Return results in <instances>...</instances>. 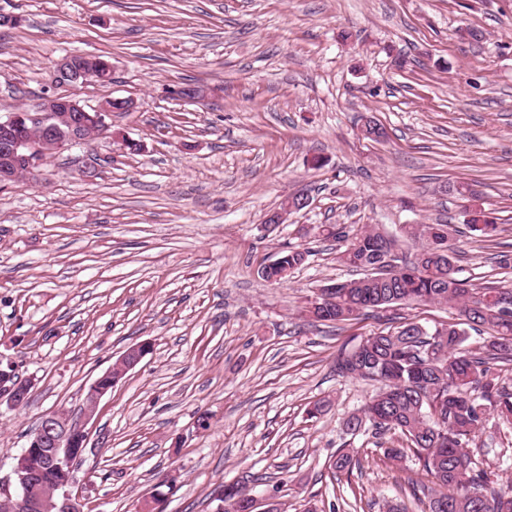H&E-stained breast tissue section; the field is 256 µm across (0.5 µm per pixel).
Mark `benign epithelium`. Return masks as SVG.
I'll use <instances>...</instances> for the list:
<instances>
[{
  "mask_svg": "<svg viewBox=\"0 0 512 512\" xmlns=\"http://www.w3.org/2000/svg\"><path fill=\"white\" fill-rule=\"evenodd\" d=\"M59 105L67 112H83L85 104L74 95L65 99L49 95L41 105L0 116V185L13 184L22 170L35 174L44 165L46 155L87 140L86 126L52 110ZM153 349L145 340L128 348L120 358V368L107 371L96 379L85 395L83 417L74 419L63 410L44 415L28 439V450L17 456L12 474L18 488L16 512H84L81 491L75 490L74 464L87 448L88 423L94 417L100 399L118 384ZM33 382L19 375L16 362L0 355V406L11 410L25 406ZM52 467L57 484L42 483L31 459Z\"/></svg>",
  "mask_w": 512,
  "mask_h": 512,
  "instance_id": "obj_1",
  "label": "benign epithelium"
}]
</instances>
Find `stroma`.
Returning a JSON list of instances; mask_svg holds the SVG:
<instances>
[{
	"mask_svg": "<svg viewBox=\"0 0 512 512\" xmlns=\"http://www.w3.org/2000/svg\"><path fill=\"white\" fill-rule=\"evenodd\" d=\"M0 13L23 18L0 27V116L51 94L71 51L113 64L82 101H137L111 113V135L0 189V353L36 379L26 406L0 411V489L16 493L13 458L42 415L80 417L89 384L148 340L89 425L85 512H137L173 472L165 512H215L233 482L255 512H429L412 489L428 477L387 454L400 435L346 429L376 385L338 376L336 358L388 315L339 330L306 316L350 276L317 227L367 224L410 257L402 225L445 224L463 276L512 284L497 263L512 254V0H0ZM187 85L205 97L171 96ZM364 115L383 140L363 138ZM457 183L495 239L466 232ZM299 193L309 207L266 224ZM286 245L306 264L263 280ZM476 442L483 468L512 481V430ZM345 448L357 455L339 475L328 463Z\"/></svg>",
	"mask_w": 512,
	"mask_h": 512,
	"instance_id": "1",
	"label": "stroma"
}]
</instances>
